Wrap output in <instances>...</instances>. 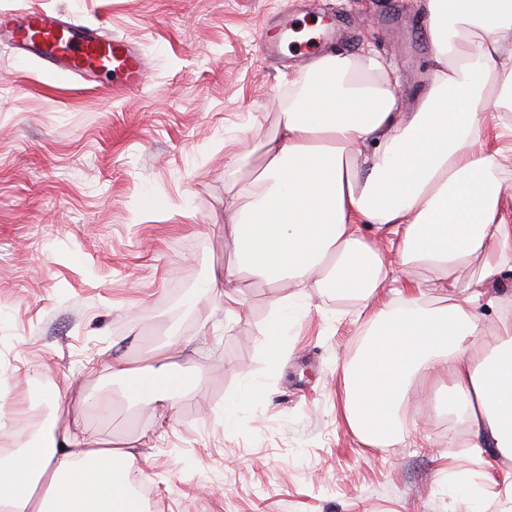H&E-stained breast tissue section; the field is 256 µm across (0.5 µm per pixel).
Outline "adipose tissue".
Returning <instances> with one entry per match:
<instances>
[{
    "label": "adipose tissue",
    "instance_id": "obj_1",
    "mask_svg": "<svg viewBox=\"0 0 512 512\" xmlns=\"http://www.w3.org/2000/svg\"><path fill=\"white\" fill-rule=\"evenodd\" d=\"M434 64L417 111H402L398 82L379 58L327 54L288 93L278 136L261 142L266 165L229 199L239 272L293 282L266 327L271 364L304 288L354 294L374 328L346 369L343 417L366 444L390 442L415 379L447 389L450 414L486 446L512 458V319L485 335L475 308L484 283L512 272V224L498 216L501 151L478 144L486 106L512 110V0H427ZM388 230L399 266L433 274L445 302L424 304L422 282L393 277L363 223ZM481 260L479 280L454 274ZM400 301L375 308L383 290ZM113 376L137 398L176 407L188 378L158 348L144 371L114 357ZM132 451L102 447L97 435L59 409L45 438L0 457V512H144L130 473Z\"/></svg>",
    "mask_w": 512,
    "mask_h": 512
}]
</instances>
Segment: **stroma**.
Returning <instances> with one entry per match:
<instances>
[{"instance_id":"stroma-1","label":"stroma","mask_w":512,"mask_h":512,"mask_svg":"<svg viewBox=\"0 0 512 512\" xmlns=\"http://www.w3.org/2000/svg\"><path fill=\"white\" fill-rule=\"evenodd\" d=\"M29 7L139 46L150 76L136 91L108 75L64 82L0 47V407L17 414L0 450L39 433L60 398L138 455L148 512H512V458L474 449L469 425L434 405L381 446L343 422V368L369 329L354 296L309 289L274 367L263 329L294 286L242 275L232 319L204 290L234 267L224 201L262 172L251 147L277 135L298 75L261 34L284 11L331 19L334 52L391 63L413 112L432 80L424 0H0V13ZM505 316L506 274L477 311L489 331ZM168 338L190 383L162 416L108 365L140 370ZM250 383L267 398L225 426Z\"/></svg>"}]
</instances>
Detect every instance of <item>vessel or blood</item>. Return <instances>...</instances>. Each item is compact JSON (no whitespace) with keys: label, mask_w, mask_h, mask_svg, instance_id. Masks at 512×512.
Returning a JSON list of instances; mask_svg holds the SVG:
<instances>
[{"label":"vessel or blood","mask_w":512,"mask_h":512,"mask_svg":"<svg viewBox=\"0 0 512 512\" xmlns=\"http://www.w3.org/2000/svg\"><path fill=\"white\" fill-rule=\"evenodd\" d=\"M0 38L8 48L32 51L43 69L62 80H86L105 70L129 88L147 79L145 58L135 47L44 9L0 16Z\"/></svg>","instance_id":"1"}]
</instances>
